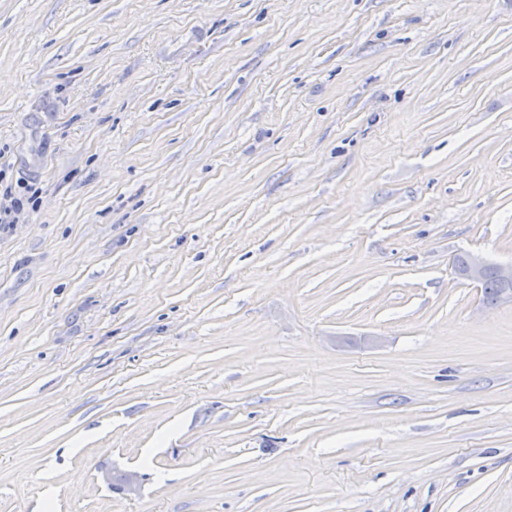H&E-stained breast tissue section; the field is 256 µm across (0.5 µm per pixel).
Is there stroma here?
Wrapping results in <instances>:
<instances>
[{"label": "stroma", "mask_w": 512, "mask_h": 512, "mask_svg": "<svg viewBox=\"0 0 512 512\" xmlns=\"http://www.w3.org/2000/svg\"><path fill=\"white\" fill-rule=\"evenodd\" d=\"M0 169V512H512V0H0ZM16 185L18 188H24V193L17 192L12 183L5 187L3 196L10 198V205L0 208V228L17 224L25 205L33 206L36 202L37 189L33 188L32 184L26 183V186H20L17 182ZM452 266L457 277L470 281L476 286H480L485 273L492 269L494 272L489 271L481 283L483 302L487 306H495L501 302V297L502 301L512 302V291L508 290L502 296L505 287L499 281L512 284V263L509 265L490 263L478 256L467 254L466 263L462 269L456 268L455 258Z\"/></svg>", "instance_id": "1"}]
</instances>
